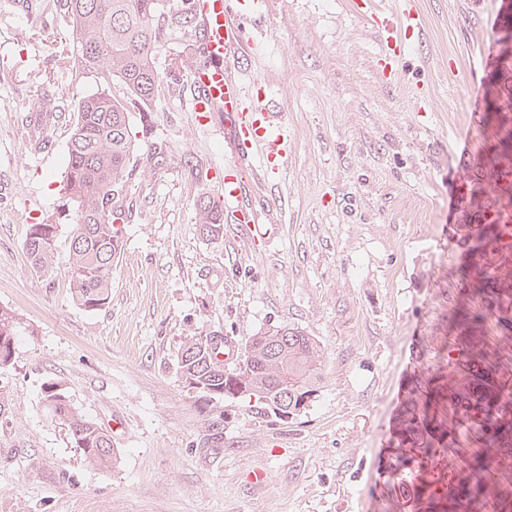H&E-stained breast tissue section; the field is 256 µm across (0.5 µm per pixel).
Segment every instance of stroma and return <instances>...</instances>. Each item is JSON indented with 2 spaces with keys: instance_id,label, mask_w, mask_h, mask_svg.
<instances>
[{
  "instance_id": "obj_1",
  "label": "stroma",
  "mask_w": 512,
  "mask_h": 512,
  "mask_svg": "<svg viewBox=\"0 0 512 512\" xmlns=\"http://www.w3.org/2000/svg\"><path fill=\"white\" fill-rule=\"evenodd\" d=\"M504 0H384L414 5L423 25L385 83L380 45L351 0H267L249 21L248 98L282 113L288 152L255 189L263 235L236 225L202 235L195 203L224 192L233 142L224 121L197 120L187 74L194 28L164 26L162 90L132 108L151 134L127 200L133 214L106 307L72 299L73 210L58 188L80 97L93 76L57 68L72 45L57 0H0V306L22 333L0 367V512H384L393 425L420 370L452 374L458 304L480 310L458 271L471 263L463 228L484 212L468 189L512 111L491 113L490 76L512 41ZM50 129L30 109L47 86ZM479 114L471 122V114ZM58 224L54 261L36 271L31 224ZM304 330L325 350L315 397L289 417L256 415L248 399L207 401L186 387L179 354L193 333L246 341L272 325ZM61 382L111 432L118 462L102 470L71 448L42 401ZM457 453L414 457L420 495L458 477Z\"/></svg>"
}]
</instances>
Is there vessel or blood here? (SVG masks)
Returning a JSON list of instances; mask_svg holds the SVG:
<instances>
[{
  "instance_id": "b4317fda",
  "label": "vessel or blood",
  "mask_w": 512,
  "mask_h": 512,
  "mask_svg": "<svg viewBox=\"0 0 512 512\" xmlns=\"http://www.w3.org/2000/svg\"><path fill=\"white\" fill-rule=\"evenodd\" d=\"M264 0H191V13L199 33L198 52L206 63L192 69L190 82L196 92V112H219L224 127L232 136L234 152L224 176V218L237 225L247 237L260 235L259 226L251 224L248 214L250 187L242 177L243 168L253 167L257 150L266 158L281 159L283 128L280 113L246 107L242 81L238 76L243 58L252 45L247 22L257 14ZM371 27L380 42L381 60L399 53L397 25L393 15L374 8Z\"/></svg>"
}]
</instances>
